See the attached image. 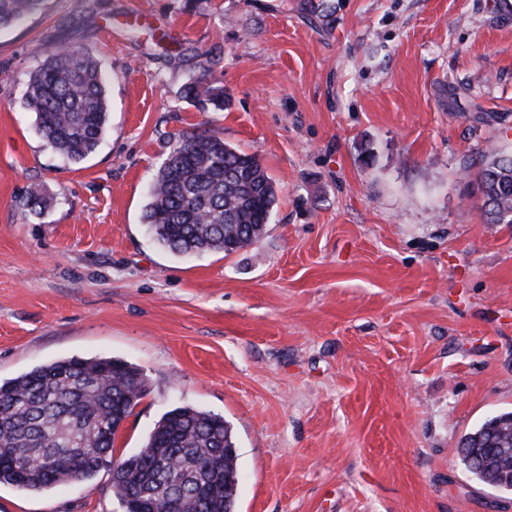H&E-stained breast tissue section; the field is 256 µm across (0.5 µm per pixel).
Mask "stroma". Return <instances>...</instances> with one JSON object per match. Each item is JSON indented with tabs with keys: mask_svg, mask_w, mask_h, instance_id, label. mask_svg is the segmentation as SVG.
I'll return each mask as SVG.
<instances>
[{
	"mask_svg": "<svg viewBox=\"0 0 512 512\" xmlns=\"http://www.w3.org/2000/svg\"><path fill=\"white\" fill-rule=\"evenodd\" d=\"M45 0L0 31V380L78 357L168 410L224 416L237 512H512L462 438L512 411V224L482 221L485 151L512 149V0ZM163 43H156V35ZM92 48L109 130L66 162L22 106L46 44ZM195 80L224 107L183 97ZM256 154L266 233L175 256L142 222L178 134ZM52 205L26 204L30 184ZM0 512H124L112 468Z\"/></svg>",
	"mask_w": 512,
	"mask_h": 512,
	"instance_id": "obj_1",
	"label": "stroma"
}]
</instances>
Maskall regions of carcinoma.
<instances>
[{
	"instance_id": "cac0c4a2",
	"label": "carcinoma",
	"mask_w": 512,
	"mask_h": 512,
	"mask_svg": "<svg viewBox=\"0 0 512 512\" xmlns=\"http://www.w3.org/2000/svg\"><path fill=\"white\" fill-rule=\"evenodd\" d=\"M44 0H0V30L39 12ZM184 98L224 109V91L191 82ZM23 106L42 138L67 162L95 152L109 122L107 82L87 47L50 43L29 78ZM489 224H512V152L491 151L476 173ZM27 203L51 197L32 184ZM277 191L257 156L206 133L171 143L142 223L171 254L229 255L266 232ZM146 392L145 375L112 358H70L0 381V484L39 492L92 476L112 455L118 425ZM224 417L187 406L166 412L138 451L112 461V488L125 512H236L238 454ZM479 481L512 491V412L485 420L460 443Z\"/></svg>"
}]
</instances>
